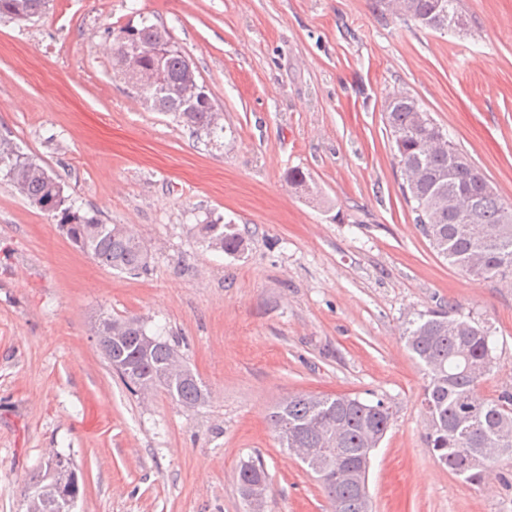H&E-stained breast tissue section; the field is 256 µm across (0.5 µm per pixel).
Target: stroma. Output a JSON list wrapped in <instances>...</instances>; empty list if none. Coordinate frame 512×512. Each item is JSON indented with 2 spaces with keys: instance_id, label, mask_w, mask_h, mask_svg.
Masks as SVG:
<instances>
[{
  "instance_id": "stroma-1",
  "label": "stroma",
  "mask_w": 512,
  "mask_h": 512,
  "mask_svg": "<svg viewBox=\"0 0 512 512\" xmlns=\"http://www.w3.org/2000/svg\"><path fill=\"white\" fill-rule=\"evenodd\" d=\"M461 3L470 27L445 35L375 0H49L42 18L0 17V139L153 257L141 276L101 266L0 177V512H24L51 451L74 463L76 512H245L251 458L268 512H334L268 424L297 394L390 405L371 512H512V457L478 485L435 458L404 337L432 308L488 322L479 391L512 392V287L422 236L384 119L412 94L512 204V0ZM144 16L195 63L221 137L192 136L113 72V30ZM209 216L241 232L239 254L207 247ZM106 314L178 342L207 403L131 392L92 338ZM258 480L262 482H256ZM268 474L263 462L260 459H251L240 464L238 469V485L239 491L243 499H245L246 485L251 484V490L246 496L247 511L249 512H265L267 503ZM266 487V488H265Z\"/></svg>"
}]
</instances>
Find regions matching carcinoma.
I'll list each match as a JSON object with an SVG mask.
<instances>
[{"label":"carcinoma","instance_id":"carcinoma-1","mask_svg":"<svg viewBox=\"0 0 512 512\" xmlns=\"http://www.w3.org/2000/svg\"><path fill=\"white\" fill-rule=\"evenodd\" d=\"M461 0H409L401 17L435 31L453 30L452 22L466 19ZM47 0H0V16L27 21L45 14ZM144 47L138 66L143 71L160 68V84L146 93L149 108L168 112L193 134L213 137L224 131L221 113L205 94L193 103L181 96L183 84L190 79L186 56L163 25H126L113 34L112 69L125 83L133 85L118 38L121 34ZM384 109L386 124L394 139L396 158L412 161L422 172L417 188L402 189V195L423 236L438 254L469 274L482 278L512 279V206L506 205L484 174L471 159L448 141V150L429 153L423 140L438 128L433 118L426 126L415 127V114L424 111L420 101L396 92L388 97ZM0 173L23 195L29 204L59 217V226L68 239L99 263L119 272L143 274L149 268V250L144 241L124 224H107L100 215L82 214L65 195L62 179L37 159L14 150L11 142L0 139ZM466 194L472 199L469 211L458 216L440 206L443 195ZM198 233L209 247L227 255L241 251L243 238L232 224L207 220L198 225ZM105 319L112 324V335L98 341L105 359L126 387L135 392L146 384L165 391L179 403L204 404L207 392L193 370L175 387L163 377L164 367L175 345L160 336H152L148 349L140 337L147 335L138 317ZM406 345L429 377L423 393L427 410L428 442L439 461L453 474L471 484L483 479L484 470L471 467L464 455L466 448L512 447V393L483 398L477 388L484 375L477 371L494 361L490 327L470 316L444 308L428 310L408 321L404 332ZM326 427H344V437L335 444L339 453L328 454L335 467L356 470L359 467L363 438L368 429L388 430L391 407L384 400L375 402L336 396L294 395L280 402L270 415V424L280 423L291 431L301 448H327L329 444L312 427L313 420ZM333 467V468H335ZM326 469L317 477L335 512H369L368 503L357 486ZM268 480L263 462L251 459L238 469L240 494L246 485Z\"/></svg>","mask_w":512,"mask_h":512}]
</instances>
